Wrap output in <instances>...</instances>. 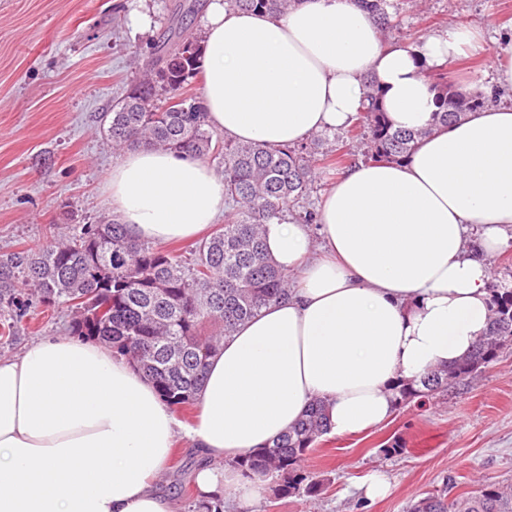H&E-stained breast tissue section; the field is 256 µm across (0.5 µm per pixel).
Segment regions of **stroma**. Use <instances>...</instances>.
<instances>
[{
  "instance_id": "obj_1",
  "label": "stroma",
  "mask_w": 512,
  "mask_h": 512,
  "mask_svg": "<svg viewBox=\"0 0 512 512\" xmlns=\"http://www.w3.org/2000/svg\"><path fill=\"white\" fill-rule=\"evenodd\" d=\"M178 0H0V254L50 240L56 224H94L112 212L106 178L119 160L101 118L142 74ZM384 41L404 45L454 24L500 33L512 0H391ZM68 313L30 298L26 316L0 331V357L65 334ZM399 452H391L392 444ZM200 454L180 438L160 489L189 512ZM321 495L279 496L265 487L249 512H407L424 493L512 483V350L478 377L457 381L425 408L397 407L381 426L324 436L306 455ZM384 474L387 497L361 485Z\"/></svg>"
}]
</instances>
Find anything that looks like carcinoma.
Segmentation results:
<instances>
[{"instance_id": "cac0c4a2", "label": "carcinoma", "mask_w": 512, "mask_h": 512, "mask_svg": "<svg viewBox=\"0 0 512 512\" xmlns=\"http://www.w3.org/2000/svg\"><path fill=\"white\" fill-rule=\"evenodd\" d=\"M252 11L286 14L301 0H228ZM386 28L390 0H364ZM201 41L193 34L169 32L156 47L148 68L104 114L113 148L147 147L198 159H215L224 177V223L184 252L166 250L131 238L117 217L96 224H64L54 243L38 250L0 254V319L20 317L23 291L69 312V333L98 340L132 361L149 377L163 401L188 410L204 380L207 360L220 341L261 308L288 295V272L269 256L265 226L293 214L303 224L316 223L317 212L305 205L315 182L314 149L271 146L222 139L207 122L202 96L193 88L201 73ZM369 105L355 128L333 140H360L371 162L404 161L431 130L393 128L381 107L378 81L367 79ZM437 110L433 127L448 126L484 105L445 81L434 83ZM165 99L166 104L157 105ZM490 318L484 338L466 360L435 369L417 381L396 387L397 405L420 402L472 379L512 347V288L491 286ZM324 401L269 446L246 452L236 461L252 478L281 480V495L316 497L323 480L307 474L302 461L327 433ZM409 512H512V487L487 485L474 495L429 492Z\"/></svg>"}]
</instances>
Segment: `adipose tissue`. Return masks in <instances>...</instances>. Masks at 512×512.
Masks as SVG:
<instances>
[{
  "label": "adipose tissue",
  "mask_w": 512,
  "mask_h": 512,
  "mask_svg": "<svg viewBox=\"0 0 512 512\" xmlns=\"http://www.w3.org/2000/svg\"><path fill=\"white\" fill-rule=\"evenodd\" d=\"M201 26L207 117L225 137L283 146L345 128L370 75L394 128L431 133L406 161L337 175L318 233L267 225L269 255L299 281L210 357L193 425L180 427L151 379L104 343L46 336L0 357V512H176L157 483L180 435L207 460L198 497L243 512L264 484L236 460L310 402L327 403L333 435L378 427L397 381L456 363L486 330L490 261L512 240V102L431 129L424 70L489 55L493 76L473 91L512 93V32L492 50L462 25L388 44L361 0H301L284 15L210 0ZM106 186L138 240L196 242L224 212L223 178L191 156L129 151Z\"/></svg>",
  "instance_id": "obj_1"
}]
</instances>
